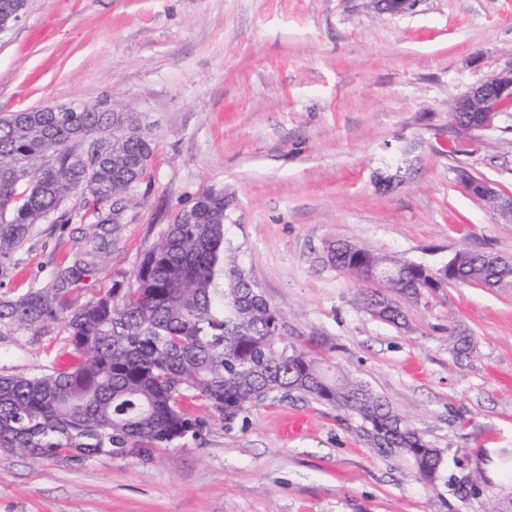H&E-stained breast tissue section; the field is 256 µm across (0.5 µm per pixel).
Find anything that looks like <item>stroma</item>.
<instances>
[{"label": "stroma", "instance_id": "obj_1", "mask_svg": "<svg viewBox=\"0 0 512 512\" xmlns=\"http://www.w3.org/2000/svg\"><path fill=\"white\" fill-rule=\"evenodd\" d=\"M511 55L512 0H419L401 15L369 0H27L0 33V116L126 112L153 155L119 223L97 224L77 192L34 225L7 290L51 287L86 256L72 301L131 283L175 215L223 190L227 238L289 339L385 397L444 462L427 484L312 400L227 423L189 399L203 431L147 454L0 450V512H512V286L396 296L400 327L367 312L365 282L331 258L339 241L430 267L461 250L512 258V223L456 177L463 166L512 193V129L448 154L450 102ZM401 164L405 180L379 190ZM65 346L55 323L2 332L0 373L48 372ZM289 416L307 423L287 439Z\"/></svg>", "mask_w": 512, "mask_h": 512}]
</instances>
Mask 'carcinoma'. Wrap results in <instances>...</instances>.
Wrapping results in <instances>:
<instances>
[{"mask_svg":"<svg viewBox=\"0 0 512 512\" xmlns=\"http://www.w3.org/2000/svg\"><path fill=\"white\" fill-rule=\"evenodd\" d=\"M117 112H55L51 107L0 117V288L33 224L75 192L112 223V183L137 184L153 153L141 134L112 140ZM193 223L167 225L134 280L72 306L68 284L90 271L80 258L50 288L0 293V330L61 325L74 361L40 376L0 375V448L83 461L165 448L204 427L182 401L194 398L227 422L285 398L311 399L350 413L381 453L409 456L422 477H438L444 450L366 383L270 329L278 310L238 262L226 238L224 191L207 188ZM359 262L394 272L386 287L408 298L430 288L414 263L364 246ZM455 282L484 285L490 267L478 253L452 258Z\"/></svg>","mask_w":512,"mask_h":512,"instance_id":"cac0c4a2","label":"carcinoma"}]
</instances>
